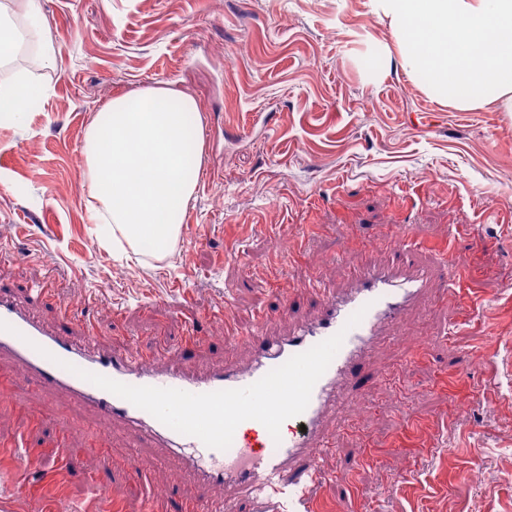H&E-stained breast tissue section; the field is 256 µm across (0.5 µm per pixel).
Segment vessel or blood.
Returning <instances> with one entry per match:
<instances>
[{
  "label": "vessel or blood",
  "mask_w": 512,
  "mask_h": 512,
  "mask_svg": "<svg viewBox=\"0 0 512 512\" xmlns=\"http://www.w3.org/2000/svg\"><path fill=\"white\" fill-rule=\"evenodd\" d=\"M440 269L402 254L386 266H349L347 292L316 289V315L300 322L285 336L267 335V312H259L249 330L226 323L228 340L243 339L253 353L245 367L226 363L198 376L189 369L191 350L200 343L198 334L186 336L182 348H156L142 353L124 346L101 347L95 332L76 342L69 331L73 314L61 305L56 326H46L37 309L51 298L48 288L32 289L22 301L0 290V353L12 356L24 369L38 395L65 390L92 405L106 421H119L130 430L132 447L150 442L162 452L177 456L192 471L200 489L184 499L180 512H236L239 496H247L255 512H316L317 492L325 475L319 453L335 451L337 437L323 426L338 411L347 392L371 388L375 380L365 370L369 352L386 342V330L401 323L405 313L422 298L434 293ZM364 317L348 326L355 312ZM344 342L315 384L309 404L297 417L281 426L273 439L258 421L247 420L235 430L224 451L205 446L198 438L180 434L148 412L80 378V371L99 374L133 385L174 388L193 394L247 387L269 371L336 333ZM224 489L221 497L209 496L210 488Z\"/></svg>",
  "instance_id": "vessel-or-blood-1"
}]
</instances>
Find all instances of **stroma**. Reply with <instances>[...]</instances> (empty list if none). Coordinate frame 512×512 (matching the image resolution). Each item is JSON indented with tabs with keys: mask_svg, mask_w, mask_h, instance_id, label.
I'll use <instances>...</instances> for the list:
<instances>
[{
	"mask_svg": "<svg viewBox=\"0 0 512 512\" xmlns=\"http://www.w3.org/2000/svg\"><path fill=\"white\" fill-rule=\"evenodd\" d=\"M55 67L30 66L48 89L0 124V288L25 297L57 266V304L85 311L103 346H176L189 317L208 313L192 363H247L224 317L266 308L287 334L316 300L296 283L347 288L345 265L391 263L377 238L408 224L407 249L465 268L460 292L409 313L398 341L367 359L375 376L410 361L402 387L350 392L325 428L339 434L322 464L336 479L322 512L353 496L356 512H512V112L450 106L406 71L399 34L371 0H40ZM168 86L199 104V180L179 236L162 256L101 247L87 210L90 122L112 98ZM308 233L279 277L271 268ZM422 340L427 357L415 355ZM0 512H102L96 476L123 512H179L198 489L179 462L131 450L127 429L85 401L51 394L52 417L17 362L0 354ZM355 422L365 436L343 432ZM70 467L49 468L59 433ZM25 438L29 495L15 492L11 445ZM140 458L138 477L120 465Z\"/></svg>",
	"mask_w": 512,
	"mask_h": 512,
	"instance_id": "stroma-1",
	"label": "stroma"
}]
</instances>
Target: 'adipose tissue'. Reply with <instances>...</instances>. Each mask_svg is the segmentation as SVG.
<instances>
[{"instance_id":"obj_1","label":"adipose tissue","mask_w":512,"mask_h":512,"mask_svg":"<svg viewBox=\"0 0 512 512\" xmlns=\"http://www.w3.org/2000/svg\"><path fill=\"white\" fill-rule=\"evenodd\" d=\"M399 34L410 72L427 77L460 109L499 104L512 110V0H373ZM26 27L0 4V68L30 43H42L40 0H24ZM44 85L20 71L0 83V110L22 115ZM196 99L155 87L113 98L85 140L88 211L129 245L150 242L166 254L184 222L198 178L202 144L189 133Z\"/></svg>"}]
</instances>
